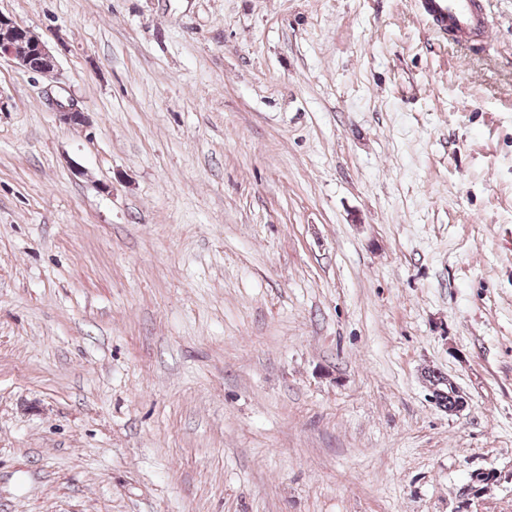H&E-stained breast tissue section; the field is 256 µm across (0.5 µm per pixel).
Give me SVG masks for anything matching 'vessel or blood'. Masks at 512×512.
I'll return each instance as SVG.
<instances>
[{"label":"vessel or blood","instance_id":"vessel-or-blood-1","mask_svg":"<svg viewBox=\"0 0 512 512\" xmlns=\"http://www.w3.org/2000/svg\"><path fill=\"white\" fill-rule=\"evenodd\" d=\"M418 6L437 32L463 41L487 36L481 0H418Z\"/></svg>","mask_w":512,"mask_h":512}]
</instances>
